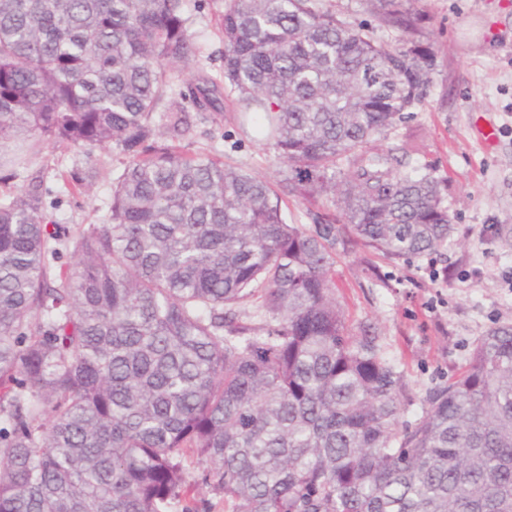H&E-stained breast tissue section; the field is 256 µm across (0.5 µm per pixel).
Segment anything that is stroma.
Segmentation results:
<instances>
[{"label": "stroma", "instance_id": "obj_1", "mask_svg": "<svg viewBox=\"0 0 512 512\" xmlns=\"http://www.w3.org/2000/svg\"><path fill=\"white\" fill-rule=\"evenodd\" d=\"M220 4L187 0L200 65L217 80L224 68L214 20ZM411 7L426 17L422 38L434 51V70L421 102L374 147L416 145L405 165L439 180L452 236L440 253L408 260L340 247L332 269L351 325L374 332L404 375V422L420 414L427 391L461 370L479 336L512 324V0H411ZM182 105L190 123L186 151H209L279 180L273 150L255 132H242L234 112L216 118L190 100ZM25 158L16 178L0 180V197L38 187L48 217L68 226L106 215L112 180L127 162L112 146L88 155L47 143ZM75 173L89 192L64 189Z\"/></svg>", "mask_w": 512, "mask_h": 512}]
</instances>
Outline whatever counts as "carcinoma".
I'll use <instances>...</instances> for the list:
<instances>
[{"instance_id": "1", "label": "carcinoma", "mask_w": 512, "mask_h": 512, "mask_svg": "<svg viewBox=\"0 0 512 512\" xmlns=\"http://www.w3.org/2000/svg\"><path fill=\"white\" fill-rule=\"evenodd\" d=\"M392 46L327 0H228L224 83L200 74L186 0H0V165L27 136L128 157L98 224L0 198V512H512V325L399 426L404 377L336 300V244L447 246L439 181L371 144L430 82L409 0H369ZM255 126L273 186L154 146L180 99ZM287 197L339 211L287 222ZM62 251L73 266L55 269ZM252 310L242 309L245 302Z\"/></svg>"}]
</instances>
